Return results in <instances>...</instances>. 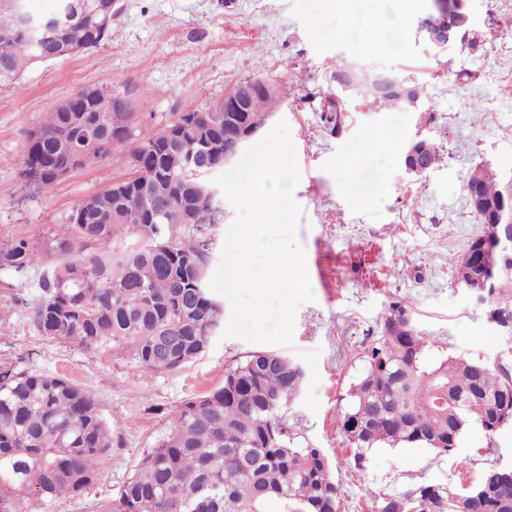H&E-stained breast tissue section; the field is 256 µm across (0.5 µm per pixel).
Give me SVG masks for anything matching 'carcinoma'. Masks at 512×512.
<instances>
[{"instance_id": "carcinoma-1", "label": "carcinoma", "mask_w": 512, "mask_h": 512, "mask_svg": "<svg viewBox=\"0 0 512 512\" xmlns=\"http://www.w3.org/2000/svg\"><path fill=\"white\" fill-rule=\"evenodd\" d=\"M116 0H56L59 24L17 30L0 0V83L15 82L27 65L94 48L112 31ZM352 63L336 85L364 90L372 102L402 110L397 92H384ZM277 94L258 93L239 113H200L197 126L182 116L146 135L140 113L108 91L88 100L76 93L54 106L27 134L19 158L26 181L52 185L49 170L80 151L79 167L127 150L131 174L80 201L62 236L41 252L25 236L0 244V270L46 267L43 297L30 309L42 334L89 351H111L147 373L171 372L204 353L223 317L206 288L209 248L200 230L212 223L215 198L202 191L201 173L177 163L208 138L232 146L259 130ZM94 133L74 140L75 112ZM479 197L495 202L503 184L480 169ZM192 224L182 235L179 225ZM484 284L475 293L499 335L512 341V272L473 269ZM427 340L406 305L389 304L367 366L349 390L342 433L362 465L376 448L420 444L450 454L473 426L493 435L512 424V373L505 367L449 356L428 364ZM303 370L286 356L255 352L225 370L224 385L186 400L169 432L147 452L131 478L99 512H264L275 497L290 512H340V489L322 449L301 448L282 410L300 390ZM112 448L111 427L95 397L70 379L33 372L0 359V512L23 504L78 495L96 479L98 460ZM373 512H512V468L492 466L470 487L421 485L402 495L374 496Z\"/></svg>"}]
</instances>
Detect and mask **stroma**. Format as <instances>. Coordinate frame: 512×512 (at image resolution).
<instances>
[{"label": "stroma", "mask_w": 512, "mask_h": 512, "mask_svg": "<svg viewBox=\"0 0 512 512\" xmlns=\"http://www.w3.org/2000/svg\"><path fill=\"white\" fill-rule=\"evenodd\" d=\"M112 34L82 53L39 61L16 84H0V243L24 235L47 249L74 206L130 171L128 154L36 190L18 164L25 137L44 115L85 86L125 94L144 131L178 113L206 110L239 82L263 77L281 100L265 126L287 121L300 180L298 239L313 301L295 314L293 341L276 345L300 365L302 387L284 409L302 444L322 449L341 489V512H371L372 494L420 485L469 484L494 465L512 466V426L494 436L470 430L439 455L419 444L377 448L355 465L341 421L348 391L391 301L406 303L427 339L426 356L512 365V351L482 307L454 282L455 263L482 231L464 185L472 170L512 167V0H467L479 43L439 49L421 21L429 0H120ZM363 62L419 84L416 110L369 104L346 93L343 112L332 73ZM430 135L442 161L415 182L399 176L404 144ZM375 152H367L371 141ZM37 268L0 271V358L58 373L88 388L112 428L97 480L33 512H97L169 429L187 399L224 383L227 366L265 351L262 343L215 331L206 351L174 372L148 374L112 352H89L40 334L12 299L25 282L29 305L41 297Z\"/></svg>", "instance_id": "stroma-1"}]
</instances>
